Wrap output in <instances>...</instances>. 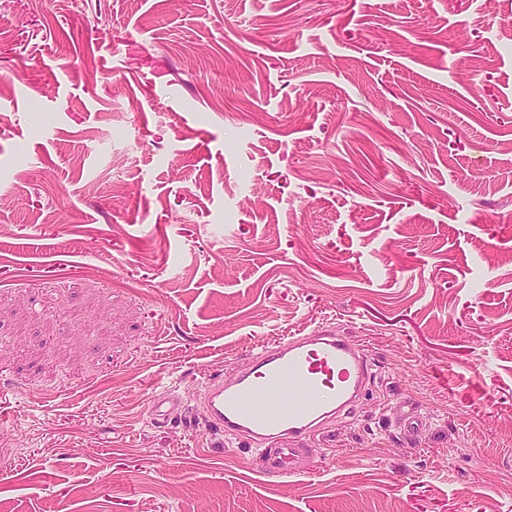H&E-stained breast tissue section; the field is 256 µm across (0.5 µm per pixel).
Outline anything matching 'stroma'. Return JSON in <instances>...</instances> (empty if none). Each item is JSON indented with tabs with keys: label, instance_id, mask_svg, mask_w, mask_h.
<instances>
[{
	"label": "stroma",
	"instance_id": "1",
	"mask_svg": "<svg viewBox=\"0 0 512 512\" xmlns=\"http://www.w3.org/2000/svg\"><path fill=\"white\" fill-rule=\"evenodd\" d=\"M509 19L0 0V512H512ZM319 325L375 378L265 476L199 397Z\"/></svg>",
	"mask_w": 512,
	"mask_h": 512
}]
</instances>
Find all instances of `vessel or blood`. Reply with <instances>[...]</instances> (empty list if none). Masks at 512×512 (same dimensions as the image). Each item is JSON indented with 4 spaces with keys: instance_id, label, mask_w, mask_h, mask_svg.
<instances>
[{
    "instance_id": "b4317fda",
    "label": "vessel or blood",
    "mask_w": 512,
    "mask_h": 512,
    "mask_svg": "<svg viewBox=\"0 0 512 512\" xmlns=\"http://www.w3.org/2000/svg\"><path fill=\"white\" fill-rule=\"evenodd\" d=\"M371 376L362 343L319 326L261 348L234 382H208L201 402L208 426L228 444L246 442L263 474L284 478L300 472V441L353 414Z\"/></svg>"
}]
</instances>
